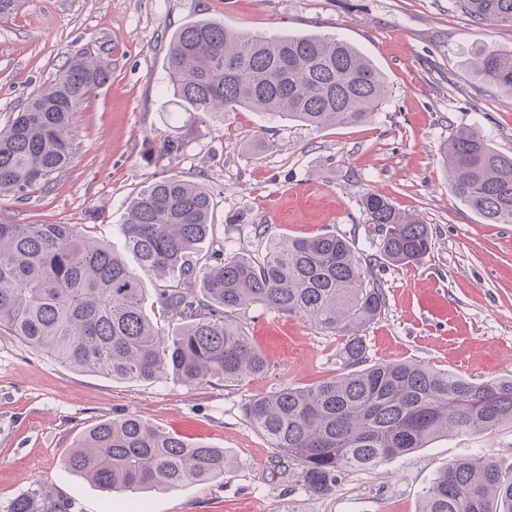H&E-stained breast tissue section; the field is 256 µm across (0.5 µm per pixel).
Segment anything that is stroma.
Wrapping results in <instances>:
<instances>
[{"label":"stroma","mask_w":512,"mask_h":512,"mask_svg":"<svg viewBox=\"0 0 512 512\" xmlns=\"http://www.w3.org/2000/svg\"><path fill=\"white\" fill-rule=\"evenodd\" d=\"M209 18L243 31L338 36L384 74L389 94L362 125L313 129L260 112L197 124L167 89L172 34ZM512 49V24L490 25L459 0H23L0 20V126L83 48L110 63L111 80L77 113L73 162L44 190L0 191V216L19 224H84L121 247L118 227L144 186L169 174L206 185L225 253L257 254L254 225L311 237L332 231L360 254L379 234L364 194L419 214L432 236L420 263L377 268L386 307L363 334L370 362L417 361L476 381L512 377V224H489L448 189L441 148L478 128L512 156V94L482 82L466 59L480 47ZM184 149L162 157L159 140ZM264 354L265 375L234 385L174 377L115 380L70 368L0 335V512L42 484L69 512H417L434 477L485 451L512 470V425L457 434L350 471L326 496L309 494L298 465L269 447L243 415L251 397L309 386L343 370L342 337L260 307L242 313ZM132 412L190 443L224 449L223 477L169 491H108L63 458L95 423Z\"/></svg>","instance_id":"1"}]
</instances>
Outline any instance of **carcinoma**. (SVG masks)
<instances>
[{"label": "carcinoma", "mask_w": 512, "mask_h": 512, "mask_svg": "<svg viewBox=\"0 0 512 512\" xmlns=\"http://www.w3.org/2000/svg\"><path fill=\"white\" fill-rule=\"evenodd\" d=\"M474 19L512 23V0H463ZM476 77L512 94V49H479ZM168 83L177 106L196 123L241 109L286 117L316 129L368 122L387 96L384 75L343 39L316 34L240 31L192 20L172 36ZM112 77L108 62L80 50L54 80L27 97L0 128V190L20 197L50 184L74 158L75 114ZM183 141L167 136L162 156ZM448 189L492 224H512V157L474 128L445 147ZM377 226L379 258L420 262L431 233L387 198L361 200ZM120 225L125 253L85 224H17L0 218V331L70 366L118 380L172 375L188 384L239 383L263 374L264 355L237 315L264 307L345 339L347 371L310 387L254 396L244 416L270 447L295 458L298 481L314 496L330 493L346 471L425 448L449 433L489 432L512 424V378L475 382L411 361L367 364L359 332L386 307L384 283L344 237L269 234L256 256L224 255L198 267L192 255L214 238L213 199L199 182L170 175L143 188ZM130 254V266L124 254ZM152 277L166 332L146 313L144 277ZM65 465L106 490L167 491L224 476V449L191 444L133 413L91 426ZM40 485L10 512H67ZM418 512H512V475L477 453L457 460L424 491Z\"/></svg>", "instance_id": "carcinoma-1"}]
</instances>
